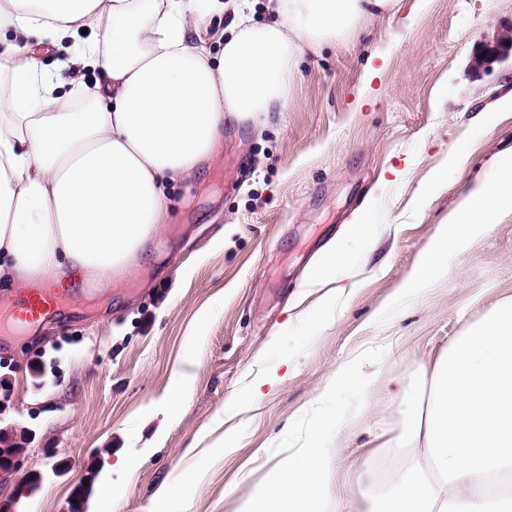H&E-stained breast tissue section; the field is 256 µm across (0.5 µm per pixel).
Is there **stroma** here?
I'll list each match as a JSON object with an SVG mask.
<instances>
[{
	"label": "stroma",
	"instance_id": "35a3bbf8",
	"mask_svg": "<svg viewBox=\"0 0 512 512\" xmlns=\"http://www.w3.org/2000/svg\"><path fill=\"white\" fill-rule=\"evenodd\" d=\"M500 40L512 41V0H394L305 54L262 124L225 126L219 163L175 184L139 277L66 300L28 334H0V438L22 443L25 469L41 476L30 492L0 485V505L69 512L89 482L86 512H159L158 490L191 474L187 512H241L314 420L337 410L330 480L355 490L378 434L404 422L387 381H416L453 336L512 297L510 216L451 259L434 288L390 306L449 208L512 146V115L471 132L512 90V52L475 62ZM465 136L467 165L422 195ZM364 214L373 250L335 282L311 280ZM188 351L196 366L172 408ZM344 369L372 377L370 390L325 398ZM256 385L260 397L237 407ZM226 435L236 448L214 450Z\"/></svg>",
	"mask_w": 512,
	"mask_h": 512
}]
</instances>
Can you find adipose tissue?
<instances>
[{
	"mask_svg": "<svg viewBox=\"0 0 512 512\" xmlns=\"http://www.w3.org/2000/svg\"><path fill=\"white\" fill-rule=\"evenodd\" d=\"M390 0H0V282L136 277L146 243L168 221V189L217 157L225 124L257 121L285 98L291 66ZM269 13L256 21L257 8ZM226 16L219 54L206 19ZM64 52L45 71L32 43ZM512 215V146L448 214L400 290L419 296L489 225ZM430 380H391L405 407L388 448L410 459L381 495L367 484L349 508L329 481L323 415L243 512H512V298L454 337Z\"/></svg>",
	"mask_w": 512,
	"mask_h": 512,
	"instance_id": "ef3b65f1",
	"label": "adipose tissue"
}]
</instances>
